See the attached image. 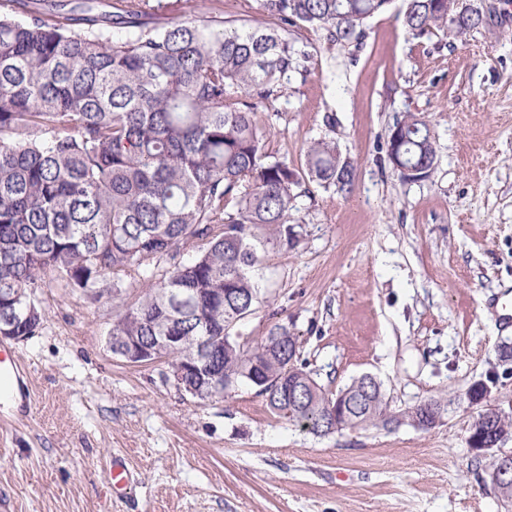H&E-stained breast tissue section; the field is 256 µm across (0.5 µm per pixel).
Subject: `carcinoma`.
Returning <instances> with one entry per match:
<instances>
[{"mask_svg":"<svg viewBox=\"0 0 512 512\" xmlns=\"http://www.w3.org/2000/svg\"><path fill=\"white\" fill-rule=\"evenodd\" d=\"M392 2L260 0L278 25L235 27L220 8L170 21L150 0L89 6L80 17L65 3L36 12L28 0H0V293L12 289L22 307L46 276L81 291L109 282L112 345L152 348L179 336L166 352L173 366L208 336V363L190 376L199 399L218 391L210 364L256 388L274 416L326 434L322 401L282 396V381L311 375L286 326L224 348L240 310L265 303L252 275L260 249L296 241L301 177L269 150L258 110L286 93L290 73L307 71L290 28L322 32L329 49L358 47ZM403 18L415 35L450 26L465 37L482 25L479 9L451 24L448 0H405ZM391 129L390 152L408 166L433 161L424 119L409 112ZM306 169L312 181L351 190L355 167L330 138L311 142ZM130 276L149 288L133 303L122 291ZM320 390L347 403L358 428L386 427L382 384L361 376L337 393Z\"/></svg>","mask_w":512,"mask_h":512,"instance_id":"obj_1","label":"carcinoma"}]
</instances>
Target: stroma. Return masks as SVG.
Segmentation results:
<instances>
[{
  "label": "stroma",
  "instance_id": "1",
  "mask_svg": "<svg viewBox=\"0 0 512 512\" xmlns=\"http://www.w3.org/2000/svg\"><path fill=\"white\" fill-rule=\"evenodd\" d=\"M467 39L416 36L405 4L365 27L361 47L299 37L307 69L260 109L269 148L297 172L311 141L335 140L357 167L351 192L303 181L293 248L266 245L257 281L269 303L242 335L287 325L309 370L338 391L369 373L389 405L449 406L409 424L317 436L273 417L241 386L203 401L164 381L167 363L131 364L108 345L111 293L42 282L46 318L15 343L33 412L0 422V512H512L495 458L467 444L481 412L512 410V360L494 299H512V0ZM424 117L429 178L401 181L387 160L396 118ZM490 393L470 404L475 381ZM133 473L111 492V454Z\"/></svg>",
  "mask_w": 512,
  "mask_h": 512
}]
</instances>
